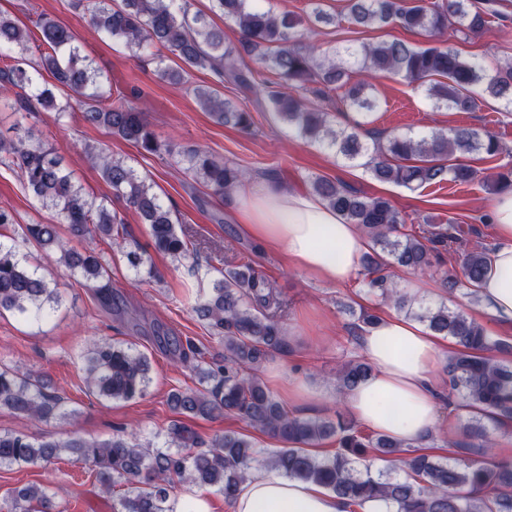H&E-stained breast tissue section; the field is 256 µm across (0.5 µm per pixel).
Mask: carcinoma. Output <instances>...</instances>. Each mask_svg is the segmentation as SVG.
<instances>
[{
    "label": "carcinoma",
    "mask_w": 512,
    "mask_h": 512,
    "mask_svg": "<svg viewBox=\"0 0 512 512\" xmlns=\"http://www.w3.org/2000/svg\"><path fill=\"white\" fill-rule=\"evenodd\" d=\"M213 9L233 23L237 42L224 38V29L201 14L190 13V0H75L82 17L95 31L127 50L137 53L156 49L160 78L174 84L185 80L187 69L208 70L220 83L235 86L242 97L224 99L209 86L193 92L201 107L220 125L241 130L253 124L252 111H263L250 97L257 87L256 71L244 66V56L278 80L262 81L269 108L299 136L321 141L336 155L348 160L366 159L364 166L381 181L407 188L445 180L466 184L476 171L457 162L463 153L495 156L502 151L489 132L458 127L431 134L396 135L382 143L364 146L357 129H333L322 101L328 92L341 91L340 103L356 112H372L377 101L369 84L353 80L360 72H390L424 89L436 108L474 112L487 99L512 107V64L489 68L479 57L463 58L445 46L415 47L399 39L362 43L343 50L319 53L305 42L299 21L288 12H274L261 0H211ZM351 20L364 27L398 23L431 38L448 30L474 34L486 25L487 12L472 0H348ZM47 51L29 70L26 55L29 34L17 22L0 13V99L16 89H30L44 109L62 115L73 95L83 98L82 121L104 127L143 151L157 154L168 147L154 132L145 109L122 92L103 91L92 62L80 54L73 32L55 19L41 15L36 21ZM174 54L182 65L165 64L161 50ZM50 73L55 84L41 85L37 73ZM19 112L15 137H0V155L8 156L25 188L57 213V223L16 224L14 214L0 208V315L8 312L25 321L44 322L61 303L56 279L29 264L21 245L34 244L47 260L79 276L85 286L100 295L107 307L113 304L109 263L90 251L80 252L74 241L99 237L117 246L128 242L127 225L104 204L87 195L62 165L54 149L34 127L27 124L31 104L17 100ZM87 155L99 168L114 194L148 226L155 248L175 259L187 258L195 243L177 232L170 209L152 191V186L130 165L112 157L104 148H90ZM183 169L222 197L244 184L246 173L216 158L205 149L182 156ZM312 192L335 210L347 224L358 225L369 239L371 252L363 258L365 285L369 292L390 300L436 335L448 336L458 349L448 358L444 373L463 405L475 408L495 421L512 419V366L487 355L493 342L486 329L462 311L446 305L413 310L411 300L382 271L397 265L426 272L431 254L442 247L456 253L462 238L452 224L426 219L428 229L416 235L403 231L399 212L383 197L356 194L325 177L310 181ZM129 266L156 270L137 250H123ZM486 247L461 252V276H445L448 289L473 288L488 268ZM218 276L201 290L192 310L224 336V365L209 364L193 343L178 340L166 345L180 358L197 359L201 387L176 389L168 400L177 413L215 420L233 414L250 427L277 440L281 447L262 456L255 443L242 433L215 435L209 447L199 448L201 438L186 424L173 427L163 447L141 443L134 435L118 434L109 440H88L74 435L59 440L35 442L16 432L0 431V467H22L50 462L62 452L79 454L91 466L96 481L112 497L113 512H175V485L186 482L210 487L232 501L251 471L268 468L300 481L313 482L342 499L348 506L383 498L395 512H512V461L494 459V442L488 429L478 424L464 439H445L454 449L452 464L433 462L424 454L407 450L403 460L407 477L389 470L375 475L357 467L368 452L385 459L403 450V445L382 434L369 435L352 422L320 421L288 413L275 395L252 374L265 356L283 346V329L274 310L281 307L279 295L251 262L235 268L213 267ZM373 368L354 362L336 374L339 391L347 392L366 380ZM151 382L147 357L109 340L91 342L84 352V384L88 392L108 401H127L143 395ZM0 406L31 419L49 422L68 419L73 411L58 395L48 393L39 377L0 366ZM336 437V453L320 458L310 447ZM485 449L484 458H470L468 450ZM6 512H51L49 492L35 485L23 486L5 501Z\"/></svg>",
    "instance_id": "obj_1"
}]
</instances>
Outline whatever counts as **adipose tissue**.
Wrapping results in <instances>:
<instances>
[{"label": "adipose tissue", "mask_w": 512, "mask_h": 512, "mask_svg": "<svg viewBox=\"0 0 512 512\" xmlns=\"http://www.w3.org/2000/svg\"><path fill=\"white\" fill-rule=\"evenodd\" d=\"M496 245L476 288L483 311L512 325V191L493 208ZM244 227L261 246L281 252L289 263L333 286L346 284L361 266L367 243L357 225L344 223L318 199L272 186L257 187L242 211ZM373 374L349 391L355 417L372 431L412 442L438 427L432 374L443 353L418 323L391 314L361 339ZM233 512H347L335 494L272 470L252 472Z\"/></svg>", "instance_id": "adipose-tissue-1"}]
</instances>
